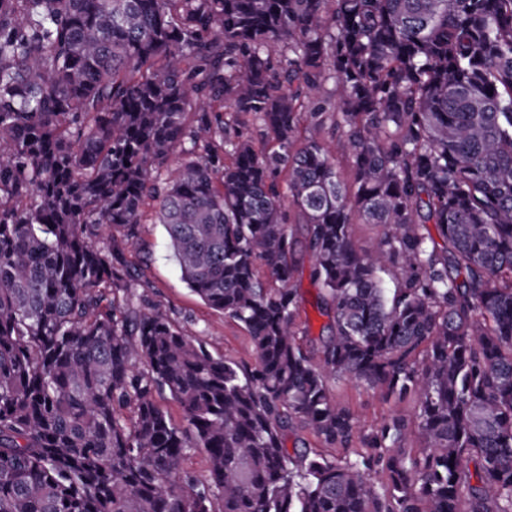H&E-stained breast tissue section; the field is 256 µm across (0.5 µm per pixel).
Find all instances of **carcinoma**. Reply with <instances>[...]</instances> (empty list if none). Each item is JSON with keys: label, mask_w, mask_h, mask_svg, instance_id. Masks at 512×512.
I'll list each match as a JSON object with an SVG mask.
<instances>
[{"label": "carcinoma", "mask_w": 512, "mask_h": 512, "mask_svg": "<svg viewBox=\"0 0 512 512\" xmlns=\"http://www.w3.org/2000/svg\"><path fill=\"white\" fill-rule=\"evenodd\" d=\"M151 221L252 364L130 304ZM0 512H512V0H0ZM333 388L339 400L353 409L365 428L379 425L393 412L413 419L417 410V405L413 401L398 407L385 403L376 389L355 381L340 380L333 383ZM305 446L312 453H320L329 458L331 457H339V456H350L352 458L361 451V448L358 444H355L352 448H323L320 443L315 439V437L307 430H296L293 433H290L288 436L287 448L288 452L293 454L294 446H298L299 448ZM207 461L204 453L200 450H191L180 463V472L188 473L199 479L207 476Z\"/></svg>", "instance_id": "obj_1"}]
</instances>
